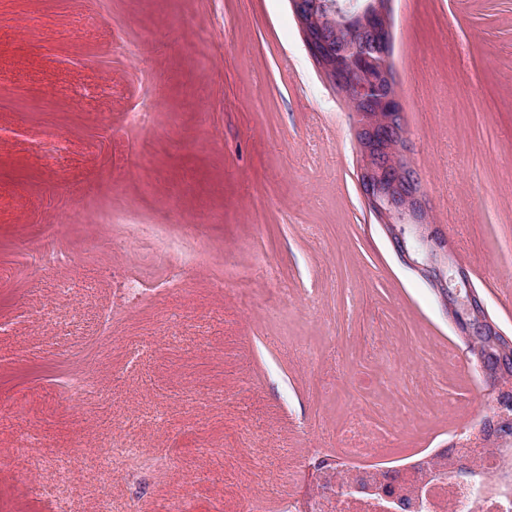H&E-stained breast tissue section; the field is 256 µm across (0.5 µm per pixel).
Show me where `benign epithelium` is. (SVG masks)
<instances>
[{"label": "benign epithelium", "instance_id": "1", "mask_svg": "<svg viewBox=\"0 0 512 512\" xmlns=\"http://www.w3.org/2000/svg\"><path fill=\"white\" fill-rule=\"evenodd\" d=\"M290 4L313 62L347 102L362 107L355 126L362 157L359 189L397 254L428 279L460 335L471 336L478 327L482 335L498 337L500 347L511 346L467 270L450 255L446 238L431 228L417 173L406 161L409 139L392 65L391 0H368L353 12L327 3L336 15L332 33L316 26L303 0Z\"/></svg>", "mask_w": 512, "mask_h": 512}]
</instances>
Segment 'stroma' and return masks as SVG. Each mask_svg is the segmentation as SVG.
I'll return each instance as SVG.
<instances>
[{"label":"stroma","mask_w":512,"mask_h":512,"mask_svg":"<svg viewBox=\"0 0 512 512\" xmlns=\"http://www.w3.org/2000/svg\"><path fill=\"white\" fill-rule=\"evenodd\" d=\"M391 8L408 161L512 336V0ZM354 122L289 0H0V512H284L356 413L404 463L475 432L494 393Z\"/></svg>","instance_id":"obj_1"}]
</instances>
